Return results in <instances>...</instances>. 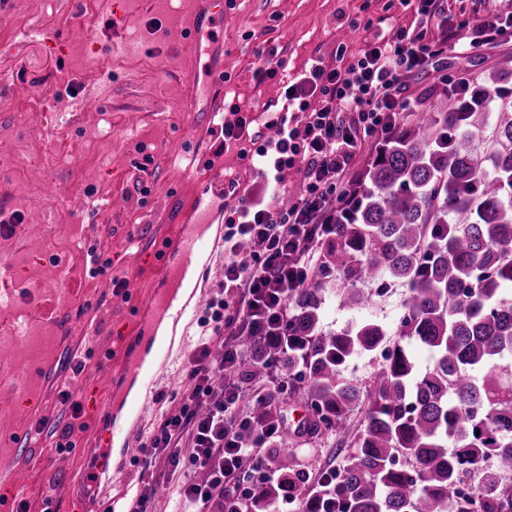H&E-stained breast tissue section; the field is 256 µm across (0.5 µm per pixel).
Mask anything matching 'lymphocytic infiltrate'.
Masks as SVG:
<instances>
[{
  "instance_id": "1",
  "label": "lymphocytic infiltrate",
  "mask_w": 512,
  "mask_h": 512,
  "mask_svg": "<svg viewBox=\"0 0 512 512\" xmlns=\"http://www.w3.org/2000/svg\"><path fill=\"white\" fill-rule=\"evenodd\" d=\"M435 2L399 0L403 13L416 18L415 27L390 22V36H376L355 54L338 46L339 68L315 63L290 80L285 112L273 113L266 122L275 129V140L261 141L252 117L237 109L221 126L225 142L249 141L241 156L265 187L298 166L304 188L295 203L282 207L265 188L244 189L234 179L224 187L232 200L224 218V278L199 321L204 338L189 358L193 386L179 412L164 417L140 450L144 466L160 463L169 477H181L186 512H206L215 500L228 505V512H243L254 491L240 487L237 472L248 464L260 478L271 475L257 447L279 436L281 424L254 418L240 407L248 359L239 338L286 335L293 295L325 278L319 251L335 237L337 220L345 219L354 202L347 178L351 161L377 144L380 133L397 132L408 117L406 77L447 54L449 41L457 37L448 28L445 9ZM464 29L473 48L512 41V0H499ZM250 243L256 251L241 259V249ZM212 336L224 340L221 356L211 352ZM244 429L251 431L252 441H239ZM198 469L208 473L207 482L188 479V471Z\"/></svg>"
}]
</instances>
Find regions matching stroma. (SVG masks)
<instances>
[{"instance_id":"stroma-1","label":"stroma","mask_w":512,"mask_h":512,"mask_svg":"<svg viewBox=\"0 0 512 512\" xmlns=\"http://www.w3.org/2000/svg\"><path fill=\"white\" fill-rule=\"evenodd\" d=\"M398 0H237L224 22V107L254 119L253 130L270 138L267 113L280 111L282 82L305 67L337 65L336 48L355 53L382 32L383 17L398 14ZM193 20V0H0V350L23 346L20 359L0 360V497L25 500L29 512H94L103 500L91 487L74 490L91 461L106 449L100 432L120 418L131 385L114 375L128 354L137 327L133 316L158 285L149 250L171 235L195 197L224 200L225 178L241 187L258 180L243 160L241 143L223 145L206 113L187 111L173 87L201 77L202 66L181 39ZM57 32L48 45L35 35ZM133 48L117 54L112 41ZM275 48L282 60L276 77L254 75L256 52ZM512 42L494 48L449 49L441 74L422 71L406 79L411 112L429 107L433 91L457 87L501 65ZM110 93L94 102L93 89ZM110 260L106 273L91 275L88 252ZM128 280L126 295L114 279ZM320 323L339 331L370 319L396 326L407 288L392 280L367 282L361 305L345 304L343 285L327 279ZM183 340L150 394L134 446L149 441L164 416L178 412L192 382L188 360L201 328L181 326ZM89 352L80 375L70 358ZM80 379L74 398L83 404L71 419L58 398L62 385ZM30 395L12 399L16 384ZM98 393V403L86 391ZM49 430L74 424L66 465H58L55 439L27 436L39 421ZM296 450L312 471L337 466L339 439L294 436L280 441ZM154 479L151 512H180L175 483L163 466L146 476L141 461L112 474L109 497L138 495Z\"/></svg>"}]
</instances>
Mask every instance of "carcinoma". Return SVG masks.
<instances>
[{
    "instance_id": "1",
    "label": "carcinoma",
    "mask_w": 512,
    "mask_h": 512,
    "mask_svg": "<svg viewBox=\"0 0 512 512\" xmlns=\"http://www.w3.org/2000/svg\"><path fill=\"white\" fill-rule=\"evenodd\" d=\"M489 73L475 93L441 90L437 102L380 140L355 185L363 189L348 224L322 250V269L348 293L390 277L410 294L396 330L366 320L337 332L320 327L323 289L291 300L288 339L308 385L291 391L312 411L304 435L358 437L334 467L330 492L291 450L272 447L281 479L255 488L252 512L278 500L283 481L299 512H512V102L497 103ZM492 112L495 151L473 147L474 119ZM426 349L420 370L404 343ZM253 356L247 378L281 357L266 336H242ZM386 349L372 383L359 387L341 366ZM243 411L274 416L271 398L247 397ZM475 478L476 497L455 500Z\"/></svg>"
}]
</instances>
